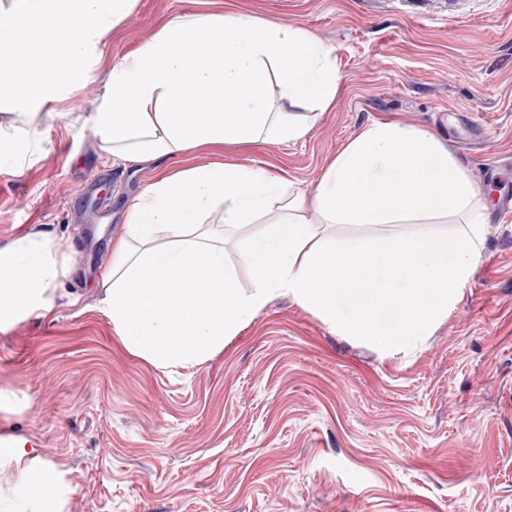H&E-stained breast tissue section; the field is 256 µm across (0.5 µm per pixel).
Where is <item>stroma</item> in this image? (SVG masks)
Wrapping results in <instances>:
<instances>
[{"instance_id": "35a3bbf8", "label": "stroma", "mask_w": 512, "mask_h": 512, "mask_svg": "<svg viewBox=\"0 0 512 512\" xmlns=\"http://www.w3.org/2000/svg\"><path fill=\"white\" fill-rule=\"evenodd\" d=\"M231 6L314 31L341 82L304 139L228 160L309 193L388 118L434 130L474 179L512 156V0H140L55 118L0 114V137L42 139L0 167V250L49 237L71 270L48 313L0 327V437L63 466L67 512H512V215L489 214L456 308L404 356L285 296L200 365L156 367L113 332L100 277L156 171L112 161L91 114L163 19Z\"/></svg>"}]
</instances>
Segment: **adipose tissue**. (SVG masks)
I'll use <instances>...</instances> for the list:
<instances>
[{"label": "adipose tissue", "mask_w": 512, "mask_h": 512, "mask_svg": "<svg viewBox=\"0 0 512 512\" xmlns=\"http://www.w3.org/2000/svg\"><path fill=\"white\" fill-rule=\"evenodd\" d=\"M201 31L215 46L186 54ZM336 52L312 31L242 11H184L112 68L92 119L103 151L129 163L180 159L205 148L216 161L162 171L124 210L101 276L104 313L119 340L149 363H202L277 297L331 328L397 354L429 336L460 300L486 242L490 202L430 130L395 119L363 125L309 193L287 191L260 167L220 161L226 148L302 140L336 103ZM243 232L253 286L225 263L224 234ZM339 224H388L377 243L333 233ZM195 267L189 279L180 271ZM365 267L367 279L351 272ZM69 270L48 238L0 252V325L47 310ZM191 331L192 344L179 342ZM0 512H64L61 465L0 440Z\"/></svg>", "instance_id": "adipose-tissue-1"}]
</instances>
